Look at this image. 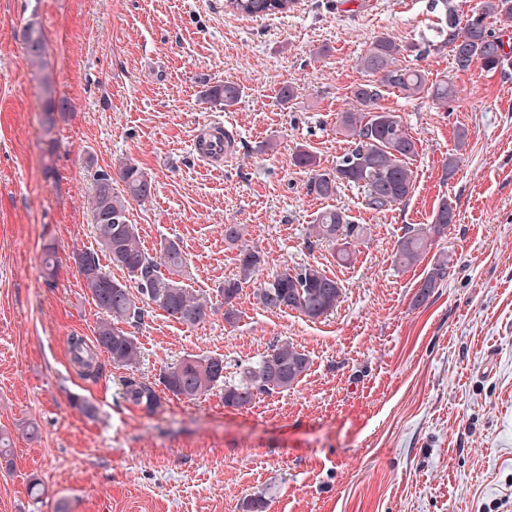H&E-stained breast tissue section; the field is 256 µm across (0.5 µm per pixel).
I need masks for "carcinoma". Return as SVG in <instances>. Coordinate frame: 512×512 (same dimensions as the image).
Returning <instances> with one entry per match:
<instances>
[{"label":"carcinoma","instance_id":"1","mask_svg":"<svg viewBox=\"0 0 512 512\" xmlns=\"http://www.w3.org/2000/svg\"><path fill=\"white\" fill-rule=\"evenodd\" d=\"M294 0H227L233 11L251 17H265L290 11ZM433 7L441 8L448 18V33L444 44L451 48L456 69L465 71L480 65L487 71L512 66V43L503 36L512 31V0H482L466 20L456 17L451 0H433ZM24 60L33 69L43 66L46 38L35 22L22 32ZM430 43H404L390 35L374 38L358 57V67L373 76L366 84L352 92L353 108L337 114L336 133L351 143L348 150L331 168L319 165L315 155L305 147L296 148L293 164L310 171L307 194L329 198L344 185H358L364 191V207L383 213L406 201L414 191L410 161L418 153L417 141L396 112L381 105L384 93L396 89L406 99L431 97L437 105L448 107L455 97V89L448 80L431 81L426 70L419 66L402 64L410 53L421 59L429 55ZM243 89L234 82H225L208 91V98L224 108L240 101ZM153 191L152 176L139 165L125 162L119 165L117 177L104 170L93 176L90 209L95 224L98 250L73 252V260L82 278L83 288L102 318L95 328L94 344L89 346L76 336L70 343L72 362L86 376L98 372L96 352L107 354L112 364L133 369L141 357L136 336L126 329L141 321L140 303H152L181 324L197 326L207 320V298L190 292L179 281L167 278L161 272L180 271L184 256L179 244L168 241L160 249L159 258L150 256L141 242L138 225L129 218L132 201H146ZM455 210L444 200L435 210L429 224L409 227L397 243L393 262L401 269L419 263L431 249L435 239L455 222ZM314 235L321 244L332 247L341 263L352 259L351 247L363 235V228L350 221L341 210L320 212L314 222ZM344 246H338V241ZM109 257L120 267L125 278L112 277L100 263L99 254ZM238 271L235 277L224 281L221 296L224 299V321L237 322L235 302L244 285L255 280L261 257L258 251L241 248L238 253ZM448 277V261L437 260L421 281V288L429 294ZM136 284L132 291L128 283ZM342 293L336 279L311 264L283 267L270 279L253 289L256 303L265 310H297L315 322L334 311ZM308 355L297 345L281 341L272 345L257 360L238 366L234 377H227L224 357L187 355L166 367L159 383L177 398L195 400L213 389L224 388V406L248 408L262 396L275 390L286 391L296 386L309 370ZM120 395L125 400L153 411L161 404L155 387L136 377H124ZM267 496L259 492L242 503V512H265Z\"/></svg>","mask_w":512,"mask_h":512}]
</instances>
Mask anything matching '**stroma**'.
Returning a JSON list of instances; mask_svg holds the SVG:
<instances>
[{"instance_id":"35a3bbf8","label":"stroma","mask_w":512,"mask_h":512,"mask_svg":"<svg viewBox=\"0 0 512 512\" xmlns=\"http://www.w3.org/2000/svg\"><path fill=\"white\" fill-rule=\"evenodd\" d=\"M431 2L295 0L288 13L250 18L224 0H0V431L14 448L12 466L0 465V512H56L62 499L69 512H242L266 490L267 512H512V69L460 71L440 46L421 65L453 81L448 108L385 92L382 106L418 143L414 191L390 211L366 210L359 186L314 198L292 162L303 144L335 165L349 147L336 117L368 79L360 54L383 33L438 43L447 21ZM29 21L46 36L48 92L24 60ZM227 81L243 90L228 110L207 97ZM288 84L296 96L284 105ZM50 94L68 108L49 125ZM206 118L237 136L224 167L192 150ZM126 161L153 177L152 197L130 209L144 247L179 243L180 280L213 310L189 327L146 305L132 328L135 371L102 354L86 376L69 341H93L100 315L72 254L96 246L93 173ZM444 201L455 224L420 263L397 268L398 239ZM327 205L366 229L350 264L312 241ZM228 224L260 253L259 279L312 264L338 280L334 312L315 322L269 312L247 287L228 325L219 290L239 253L224 241ZM440 257L447 278L416 303ZM279 340L304 350L310 369L251 408L225 407L218 389L193 401L162 393L152 413L119 395L128 374L154 383L189 354L233 368ZM33 478L45 489L38 508Z\"/></svg>"}]
</instances>
